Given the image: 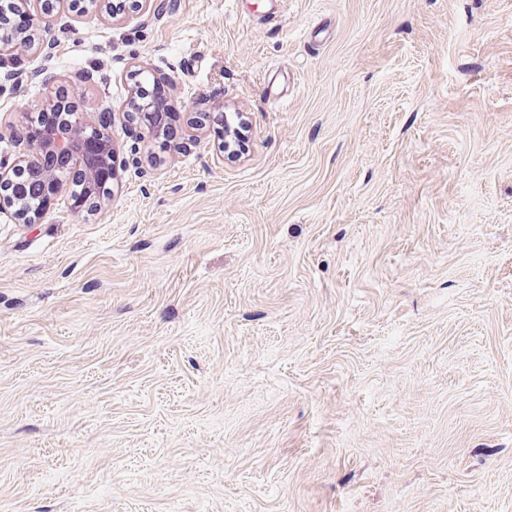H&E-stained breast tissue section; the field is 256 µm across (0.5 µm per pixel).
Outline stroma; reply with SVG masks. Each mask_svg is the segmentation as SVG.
Returning <instances> with one entry per match:
<instances>
[{
  "label": "stroma",
  "mask_w": 512,
  "mask_h": 512,
  "mask_svg": "<svg viewBox=\"0 0 512 512\" xmlns=\"http://www.w3.org/2000/svg\"><path fill=\"white\" fill-rule=\"evenodd\" d=\"M20 2L0 160L65 95L116 178L0 213V512H512V0ZM14 37L10 46H1L0 51L21 50L23 52L50 53L52 46L45 27H42L34 18H29L28 27L18 30L15 28ZM204 117L220 118V122L224 124V151L235 150V135L239 134V126H245V119L242 112L223 113V112H204Z\"/></svg>",
  "instance_id": "1"
}]
</instances>
